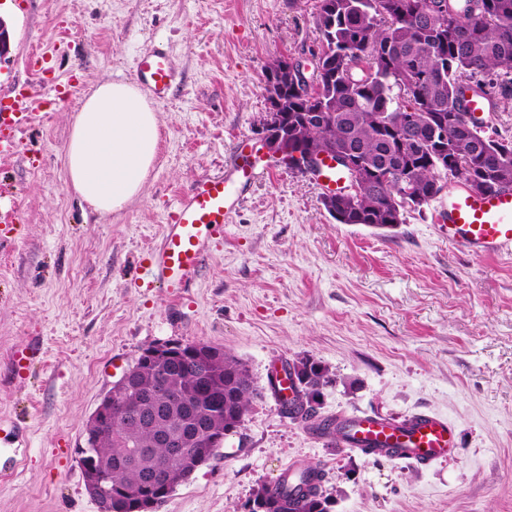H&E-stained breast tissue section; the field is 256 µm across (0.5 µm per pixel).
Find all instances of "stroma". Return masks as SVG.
Returning a JSON list of instances; mask_svg holds the SVG:
<instances>
[{
  "label": "stroma",
  "instance_id": "1",
  "mask_svg": "<svg viewBox=\"0 0 512 512\" xmlns=\"http://www.w3.org/2000/svg\"><path fill=\"white\" fill-rule=\"evenodd\" d=\"M0 92L45 58L41 116L0 161V446L15 457L0 512H99L76 450L101 398L139 352L168 341L222 348L263 397L157 512H244L293 459L321 469L331 512H512V256L450 245L435 205L403 224H341L322 187L256 151L269 62L315 44L316 0H13ZM167 48L177 85L143 195L100 217L68 190L72 115L95 80H133L138 53ZM258 177L181 297L143 262L178 196L223 171L240 141ZM310 358L332 378L317 419L435 411L460 455L425 469L336 447L288 418L269 384ZM20 430L16 445L10 429Z\"/></svg>",
  "mask_w": 512,
  "mask_h": 512
}]
</instances>
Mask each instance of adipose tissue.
Instances as JSON below:
<instances>
[{
	"mask_svg": "<svg viewBox=\"0 0 512 512\" xmlns=\"http://www.w3.org/2000/svg\"><path fill=\"white\" fill-rule=\"evenodd\" d=\"M162 123L133 83H96L72 117L66 149L69 188L106 217L139 198L157 161Z\"/></svg>",
	"mask_w": 512,
	"mask_h": 512,
	"instance_id": "obj_1",
	"label": "adipose tissue"
}]
</instances>
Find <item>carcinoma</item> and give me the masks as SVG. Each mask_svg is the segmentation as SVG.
I'll use <instances>...</instances> for the list:
<instances>
[{"label":"carcinoma","instance_id":"carcinoma-1","mask_svg":"<svg viewBox=\"0 0 512 512\" xmlns=\"http://www.w3.org/2000/svg\"><path fill=\"white\" fill-rule=\"evenodd\" d=\"M446 9L432 17L424 0H317L313 24L322 47L320 71L299 85L277 90L285 112L314 113L318 123L300 130L303 151L317 152L326 140L339 150L357 153L369 184L360 188L356 205L362 224L403 223L407 209L434 200L431 189L459 178L496 191L512 186V138L490 139L464 120L469 91L487 96L493 106L512 86V0H445ZM418 120V136L403 140L400 118ZM448 116V155L440 160L425 137L434 114ZM392 173L387 187L379 175ZM408 179L413 193L403 192ZM140 390L113 396L112 424L103 429L97 457L112 466V508L130 512L123 491L134 490L153 470L166 472L177 486L209 460L217 448L195 438L194 428L206 421L221 436L241 427L252 403L262 398L248 367L230 353L206 356L187 365L159 359L147 366L132 363ZM304 396L283 399L285 414L296 420L313 416L312 404L332 383L328 369L309 359L294 363ZM167 384L173 399L163 395L162 418L152 428L133 427L128 418L149 409L145 395ZM168 430L186 439L197 452L179 463L168 461L167 449L155 442V431ZM253 500L263 512H330L323 476L314 468L275 487L263 483Z\"/></svg>","mask_w":512,"mask_h":512}]
</instances>
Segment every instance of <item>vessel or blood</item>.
Instances as JSON below:
<instances>
[{"instance_id": "obj_1", "label": "vessel or blood", "mask_w": 512, "mask_h": 512, "mask_svg": "<svg viewBox=\"0 0 512 512\" xmlns=\"http://www.w3.org/2000/svg\"><path fill=\"white\" fill-rule=\"evenodd\" d=\"M138 83L159 101L165 100L174 80L167 52L160 47L141 52L135 59ZM464 110L471 124L483 125L491 112L486 97L467 94ZM34 120L22 99L0 113V159L16 156L22 135ZM257 173L247 162L230 161L223 175L195 180L178 200L174 220L165 228L160 244L148 251L151 280L175 296L197 274L212 240L222 237ZM450 243L472 252L512 255V189L473 192L465 181L448 183V209L443 218ZM337 447L429 467L459 454L457 431L447 416L421 412L404 419L377 415H341L324 432Z\"/></svg>"}]
</instances>
